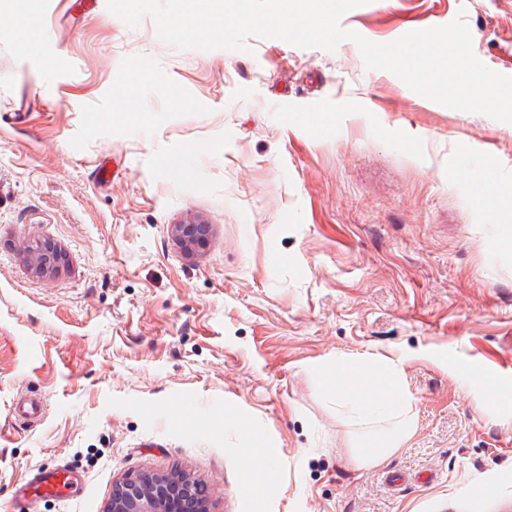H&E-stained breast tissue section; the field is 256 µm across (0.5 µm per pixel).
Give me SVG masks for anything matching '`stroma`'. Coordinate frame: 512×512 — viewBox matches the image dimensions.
<instances>
[{
    "label": "stroma",
    "mask_w": 512,
    "mask_h": 512,
    "mask_svg": "<svg viewBox=\"0 0 512 512\" xmlns=\"http://www.w3.org/2000/svg\"><path fill=\"white\" fill-rule=\"evenodd\" d=\"M465 11L512 76V0H369L379 44ZM0 0V512H104L190 474L210 512H512V123L366 69L357 44L182 50L106 0ZM499 179L486 181L483 172ZM212 226L185 255L170 225ZM50 241L62 260L31 274ZM403 372L414 426L363 466L315 369ZM40 394L37 421L14 401ZM30 272L36 277L49 274L59 263L57 250L47 241L36 243L27 254ZM67 483L68 478L64 475V473L63 477L57 482L55 474L39 472L37 475H34L30 482H28L26 485H28L32 490V496L38 497L40 495L51 494L55 491L61 492L65 489Z\"/></svg>",
    "instance_id": "stroma-1"
}]
</instances>
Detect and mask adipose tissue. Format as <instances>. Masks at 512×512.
Masks as SVG:
<instances>
[{
	"mask_svg": "<svg viewBox=\"0 0 512 512\" xmlns=\"http://www.w3.org/2000/svg\"><path fill=\"white\" fill-rule=\"evenodd\" d=\"M324 389L335 399L336 409L351 423L395 420L394 429L382 436L374 447L355 449L363 464L376 462L396 448L412 424V401L400 371L390 364L371 361L352 364L339 362L318 371Z\"/></svg>",
	"mask_w": 512,
	"mask_h": 512,
	"instance_id": "1",
	"label": "adipose tissue"
}]
</instances>
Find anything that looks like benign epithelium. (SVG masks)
Segmentation results:
<instances>
[{
	"mask_svg": "<svg viewBox=\"0 0 512 512\" xmlns=\"http://www.w3.org/2000/svg\"><path fill=\"white\" fill-rule=\"evenodd\" d=\"M170 232L191 254L207 245L211 225L192 220L172 225ZM27 263L34 276L44 277L57 267L59 254L49 242H39L29 250ZM104 512H209V507L190 476L182 472L141 473L115 483Z\"/></svg>",
	"mask_w": 512,
	"mask_h": 512,
	"instance_id": "benign-epithelium-1",
	"label": "benign epithelium"
}]
</instances>
